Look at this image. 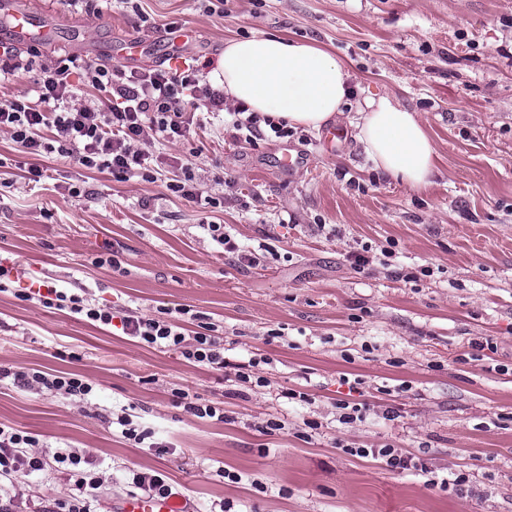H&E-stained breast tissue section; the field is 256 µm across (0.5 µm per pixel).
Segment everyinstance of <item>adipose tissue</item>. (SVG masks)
<instances>
[{"label": "adipose tissue", "mask_w": 512, "mask_h": 512, "mask_svg": "<svg viewBox=\"0 0 512 512\" xmlns=\"http://www.w3.org/2000/svg\"><path fill=\"white\" fill-rule=\"evenodd\" d=\"M217 68L229 101L320 129L351 104L354 76L343 60L311 42L283 36L226 41ZM356 138L376 170L421 191L432 183L436 152L418 113L398 100L365 98Z\"/></svg>", "instance_id": "ef3b65f1"}]
</instances>
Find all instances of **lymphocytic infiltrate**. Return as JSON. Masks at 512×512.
Wrapping results in <instances>:
<instances>
[{
	"label": "lymphocytic infiltrate",
	"instance_id": "lymphocytic-infiltrate-1",
	"mask_svg": "<svg viewBox=\"0 0 512 512\" xmlns=\"http://www.w3.org/2000/svg\"><path fill=\"white\" fill-rule=\"evenodd\" d=\"M30 66L11 45H0L1 82L29 72L34 75L30 94L0 101V131L7 132L31 157L27 177L33 181L42 176L39 159L51 153L118 182L156 181L153 144L190 143L199 115L209 112L228 114L236 139L248 144L266 128L279 138L288 134L286 121L276 122L248 112L244 104L229 103L223 91L204 83L201 69L193 65L175 70L161 66L129 69L70 56L43 65L35 73ZM75 73L81 76L77 85L70 80ZM80 88L105 94L106 99L96 106L77 105ZM17 297L95 325L108 326L116 320L123 335L138 344L177 350L185 360L216 371L227 366L218 325L204 321L186 305L117 317L110 306L92 302L85 293L70 288H32L18 292ZM8 377L41 393L83 398L94 391L84 376L73 373L47 375L35 369L14 372L0 367V380ZM38 445L29 432L0 425V479L16 485L49 467L80 462L76 453L42 451Z\"/></svg>",
	"mask_w": 512,
	"mask_h": 512
}]
</instances>
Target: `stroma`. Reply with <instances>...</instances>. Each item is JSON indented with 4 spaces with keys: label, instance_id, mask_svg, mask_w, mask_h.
Here are the masks:
<instances>
[{
    "label": "stroma",
    "instance_id": "stroma-1",
    "mask_svg": "<svg viewBox=\"0 0 512 512\" xmlns=\"http://www.w3.org/2000/svg\"><path fill=\"white\" fill-rule=\"evenodd\" d=\"M49 9L57 47L20 50L36 69L72 46L113 65L112 42L129 35L146 43L141 68L213 63L229 39L316 43L364 95L421 114L437 171L416 192L374 170L350 107L330 150L304 128L240 143L223 116H208L192 147H157L153 183L117 182L54 155L29 181L27 154L0 131V256L13 267L0 292V365L77 373L95 386L79 399L0 383V424L77 452L82 470L103 479L98 512L134 492V474L154 471L195 512H512V0H214L208 11L199 0H121L102 12L51 0ZM185 29L195 40L168 53ZM286 147L304 163L281 172ZM184 164L201 200L164 186ZM69 184L86 195L68 196ZM210 222L255 263L225 253ZM110 244L124 272L93 265ZM355 251L368 253L364 269ZM38 283L85 289L116 311L192 306L223 327L228 366L214 371L16 299ZM486 337L492 348H475ZM255 358L268 384L249 389L236 368ZM175 388L223 408V420L187 412ZM344 403L361 419L340 423ZM123 416L144 441L125 437ZM348 445L401 448L436 476L467 474L466 490L427 485ZM73 492L66 465L0 484L17 512Z\"/></svg>",
    "mask_w": 512,
    "mask_h": 512
}]
</instances>
